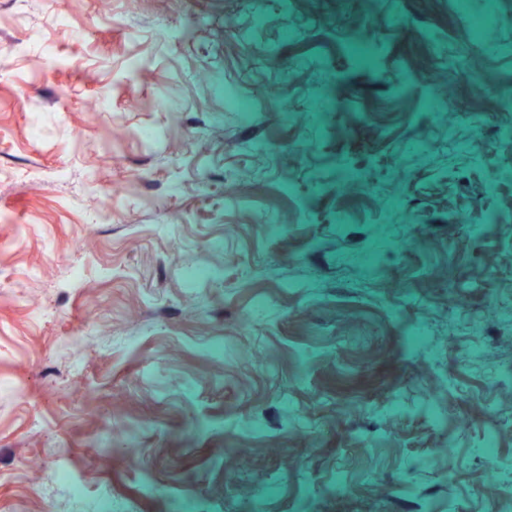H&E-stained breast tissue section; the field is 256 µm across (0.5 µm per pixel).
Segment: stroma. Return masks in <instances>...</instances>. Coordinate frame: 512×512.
<instances>
[{
	"label": "stroma",
	"instance_id": "stroma-1",
	"mask_svg": "<svg viewBox=\"0 0 512 512\" xmlns=\"http://www.w3.org/2000/svg\"><path fill=\"white\" fill-rule=\"evenodd\" d=\"M4 53L0 512H512V0H0Z\"/></svg>",
	"mask_w": 512,
	"mask_h": 512
}]
</instances>
